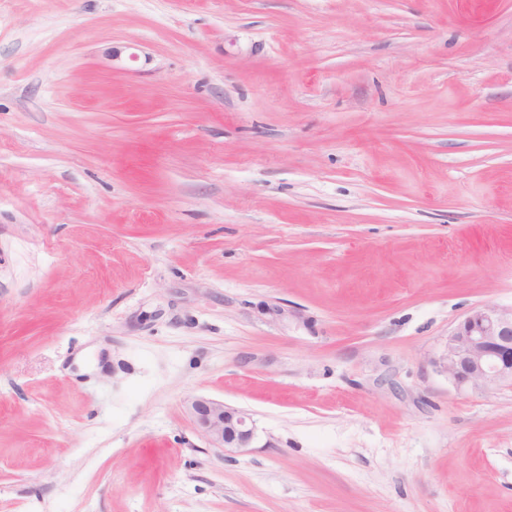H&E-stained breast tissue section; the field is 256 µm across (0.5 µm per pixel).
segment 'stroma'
<instances>
[{
  "mask_svg": "<svg viewBox=\"0 0 512 512\" xmlns=\"http://www.w3.org/2000/svg\"><path fill=\"white\" fill-rule=\"evenodd\" d=\"M485 306L512 0H0V512H512ZM439 368L458 389L512 387V307H486L449 333ZM186 407L197 428L214 447L239 451L251 448L255 427L248 413L205 397L187 400Z\"/></svg>",
  "mask_w": 512,
  "mask_h": 512,
  "instance_id": "stroma-1",
  "label": "stroma"
}]
</instances>
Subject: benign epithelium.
<instances>
[{"instance_id":"7a95c632","label":"benign epithelium","mask_w":512,"mask_h":512,"mask_svg":"<svg viewBox=\"0 0 512 512\" xmlns=\"http://www.w3.org/2000/svg\"><path fill=\"white\" fill-rule=\"evenodd\" d=\"M438 366L458 389L512 387V307H486L467 315L448 334ZM186 407L214 447H252L255 427L248 413L205 397L187 400Z\"/></svg>"}]
</instances>
